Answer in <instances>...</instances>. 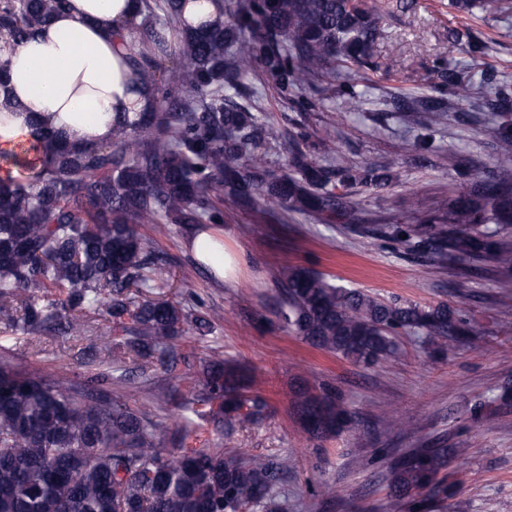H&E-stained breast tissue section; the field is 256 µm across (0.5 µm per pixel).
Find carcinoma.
Returning a JSON list of instances; mask_svg holds the SVG:
<instances>
[{"label":"carcinoma","instance_id":"cac0c4a2","mask_svg":"<svg viewBox=\"0 0 512 512\" xmlns=\"http://www.w3.org/2000/svg\"><path fill=\"white\" fill-rule=\"evenodd\" d=\"M66 0H0V51L18 46L60 11ZM189 0H142V39L134 52L155 108L112 122L106 143H75L33 123L29 139L3 156L27 173L0 178V319L24 336L78 337L119 369L168 366L175 342L205 336L224 322L216 308L192 309L154 297L170 277V259L156 246L179 224L188 230L222 224L226 211L249 212L273 224L300 216L313 224H347L362 237L402 243L416 236L435 267L467 274L489 260L501 273L496 288L512 295V102L493 78L476 83L440 56L433 76L450 98L407 103L394 98L403 120L422 112L495 114V155L489 169L448 203L422 210L403 227L368 217L338 191L361 184L380 195L401 177L399 162L354 165L320 160L302 136L282 130L247 84L259 77L280 104L320 112L305 95L327 83L346 111L359 109L357 72L379 67L375 54L383 14L401 0H219L221 18L193 24ZM459 12L496 18L506 0H450ZM283 154L282 170L270 152ZM152 227L154 237L142 232ZM278 318L309 345L355 365L373 367L400 353L398 338L417 336L433 354L450 342L481 335L474 317L446 303L421 306L348 290L322 274L290 266L276 276ZM106 313L122 341L91 335L90 317ZM85 383L34 376L0 365V512H284L273 492L294 469L291 458L240 456L222 448H186L166 434L148 408ZM292 407L308 437L323 442L353 418L336 391H292ZM192 412L232 441L260 423L268 404L247 394L244 374L218 349L193 380ZM468 453L440 441L401 454L390 467L384 512H434L458 483L448 462Z\"/></svg>","mask_w":512,"mask_h":512}]
</instances>
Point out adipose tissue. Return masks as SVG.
<instances>
[{
    "instance_id": "obj_1",
    "label": "adipose tissue",
    "mask_w": 512,
    "mask_h": 512,
    "mask_svg": "<svg viewBox=\"0 0 512 512\" xmlns=\"http://www.w3.org/2000/svg\"><path fill=\"white\" fill-rule=\"evenodd\" d=\"M139 0H68L66 9L13 51L0 55L9 75L0 92V150L28 139V113L76 142H105L117 112H149L146 76L130 54Z\"/></svg>"
}]
</instances>
